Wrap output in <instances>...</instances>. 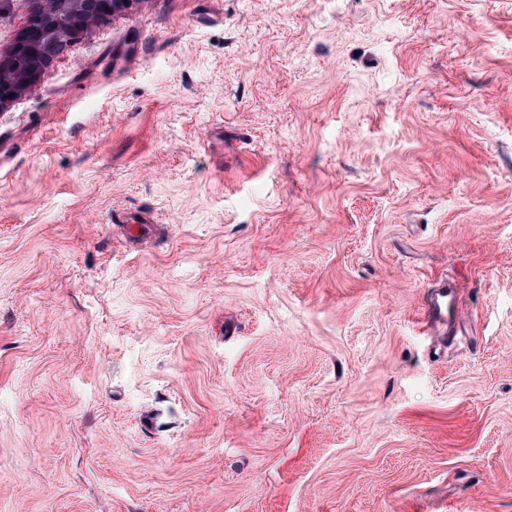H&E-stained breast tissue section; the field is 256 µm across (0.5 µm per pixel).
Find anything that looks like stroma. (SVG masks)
Segmentation results:
<instances>
[{
    "label": "stroma",
    "mask_w": 512,
    "mask_h": 512,
    "mask_svg": "<svg viewBox=\"0 0 512 512\" xmlns=\"http://www.w3.org/2000/svg\"><path fill=\"white\" fill-rule=\"evenodd\" d=\"M0 512H512V0H132L0 109ZM455 285L443 281L430 294L428 308L423 316L425 330L435 329L440 324L447 326L448 312L456 308Z\"/></svg>",
    "instance_id": "1"
}]
</instances>
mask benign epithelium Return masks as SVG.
<instances>
[{
	"label": "benign epithelium",
	"mask_w": 512,
	"mask_h": 512,
	"mask_svg": "<svg viewBox=\"0 0 512 512\" xmlns=\"http://www.w3.org/2000/svg\"><path fill=\"white\" fill-rule=\"evenodd\" d=\"M128 0H37L8 56L0 58V109L29 90L50 59Z\"/></svg>",
	"instance_id": "1"
}]
</instances>
